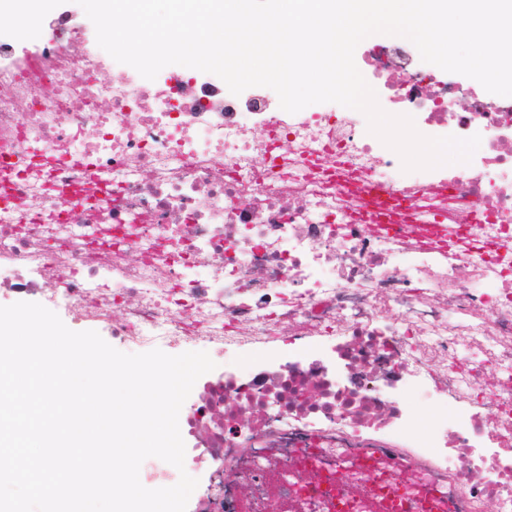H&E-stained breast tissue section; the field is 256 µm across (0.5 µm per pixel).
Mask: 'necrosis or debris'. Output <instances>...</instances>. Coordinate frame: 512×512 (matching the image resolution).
Segmentation results:
<instances>
[{
  "instance_id": "4bbe7bcc",
  "label": "necrosis or debris",
  "mask_w": 512,
  "mask_h": 512,
  "mask_svg": "<svg viewBox=\"0 0 512 512\" xmlns=\"http://www.w3.org/2000/svg\"><path fill=\"white\" fill-rule=\"evenodd\" d=\"M362 67L421 134L480 135L471 162L407 173L362 113L145 79L69 12L0 37V292L210 355L179 414L200 512H512V98L395 40Z\"/></svg>"
}]
</instances>
